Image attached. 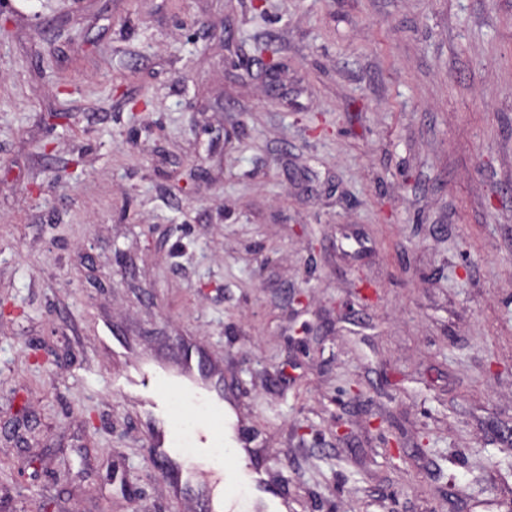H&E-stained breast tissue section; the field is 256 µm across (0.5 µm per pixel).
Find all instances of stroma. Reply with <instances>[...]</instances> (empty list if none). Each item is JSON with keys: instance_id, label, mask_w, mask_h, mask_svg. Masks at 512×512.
<instances>
[{"instance_id": "obj_1", "label": "stroma", "mask_w": 512, "mask_h": 512, "mask_svg": "<svg viewBox=\"0 0 512 512\" xmlns=\"http://www.w3.org/2000/svg\"><path fill=\"white\" fill-rule=\"evenodd\" d=\"M107 327L293 512H507L512 0L0 5V512H189Z\"/></svg>"}]
</instances>
